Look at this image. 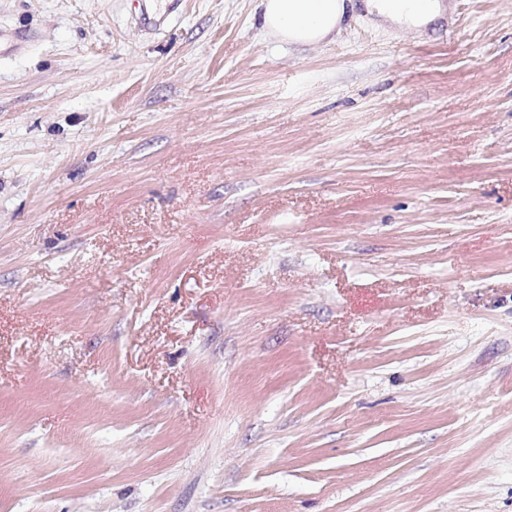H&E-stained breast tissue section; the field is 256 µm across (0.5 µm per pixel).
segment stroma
Returning a JSON list of instances; mask_svg holds the SVG:
<instances>
[{"label": "stroma", "mask_w": 512, "mask_h": 512, "mask_svg": "<svg viewBox=\"0 0 512 512\" xmlns=\"http://www.w3.org/2000/svg\"><path fill=\"white\" fill-rule=\"evenodd\" d=\"M0 0V512H512V0ZM348 1V3H346ZM262 0L263 30L276 41L292 45H317L338 36L343 17L360 5L368 15L398 30L418 33L442 15L439 0Z\"/></svg>", "instance_id": "35a3bbf8"}]
</instances>
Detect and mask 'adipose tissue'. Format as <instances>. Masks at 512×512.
<instances>
[{
	"instance_id": "obj_1",
	"label": "adipose tissue",
	"mask_w": 512,
	"mask_h": 512,
	"mask_svg": "<svg viewBox=\"0 0 512 512\" xmlns=\"http://www.w3.org/2000/svg\"><path fill=\"white\" fill-rule=\"evenodd\" d=\"M263 29L276 41L316 45L341 32L347 11L363 7L367 14L399 30L419 32L440 17L441 0H262Z\"/></svg>"
}]
</instances>
